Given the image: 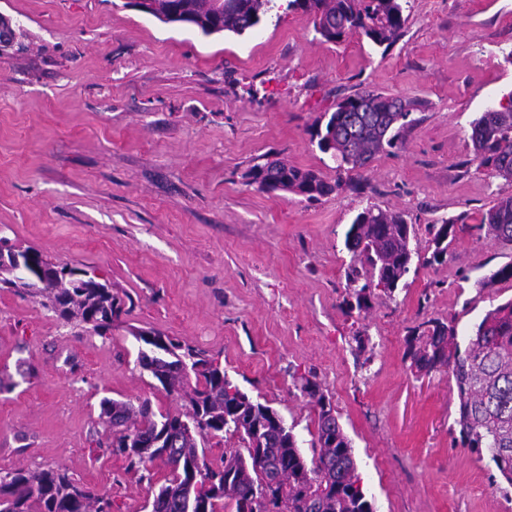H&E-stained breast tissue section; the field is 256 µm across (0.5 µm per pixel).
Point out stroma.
<instances>
[{
	"label": "stroma",
	"mask_w": 512,
	"mask_h": 512,
	"mask_svg": "<svg viewBox=\"0 0 512 512\" xmlns=\"http://www.w3.org/2000/svg\"><path fill=\"white\" fill-rule=\"evenodd\" d=\"M24 51L0 54V238L95 272L132 298L106 336L76 333L38 299L0 289V469L54 468L146 512L153 488L126 473L98 423L109 397L176 410L136 362L135 331L205 352L293 425L311 455L315 379L351 442L374 512H512V485L465 446L455 381L406 358L410 327L454 321L467 344L512 280L478 213L512 184L473 159L470 123L512 91V0H405L384 49L323 41L280 10L248 33L166 25L133 0H0ZM361 91L413 104L401 148L362 191L317 199L249 184L280 159L335 181L310 132ZM401 214L414 258L393 296L349 309L345 235L368 206ZM456 219L442 263L427 227Z\"/></svg>",
	"instance_id": "1"
}]
</instances>
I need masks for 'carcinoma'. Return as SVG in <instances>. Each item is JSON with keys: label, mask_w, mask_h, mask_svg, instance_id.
Segmentation results:
<instances>
[{"label": "carcinoma", "mask_w": 512, "mask_h": 512, "mask_svg": "<svg viewBox=\"0 0 512 512\" xmlns=\"http://www.w3.org/2000/svg\"><path fill=\"white\" fill-rule=\"evenodd\" d=\"M275 0H149L144 12L164 24L190 25L209 36L241 35L261 22ZM287 9L311 16L327 42L357 33L377 46H392L404 24L402 0H288ZM17 29L0 16V50L15 42ZM410 103L399 97L357 93L325 113L312 132L319 151L335 163L336 181L315 170L282 161L256 164L249 183L278 180L282 190L310 199L327 196L346 183L344 176L365 168L376 155L402 145L396 124L408 118ZM469 138L478 167L512 182V106H490L470 123ZM428 225L434 250L427 263L446 255V239L457 221ZM478 227L512 245V194L501 193L480 213ZM412 227L402 215L374 206L359 212L345 245L352 264L347 288L358 310L368 308L373 286L392 294L411 264ZM41 298V305L66 323L101 335L122 310L112 289L86 270L53 265L45 283L28 289L20 271L0 265V288ZM141 336L137 364L168 394L187 403L186 411L155 412L150 400L134 405L103 398L99 424L112 430V451L128 473H167L148 503L150 512H372L357 472L351 442L320 385L304 378L301 392L317 410L313 455L306 458L293 427L272 407L252 400L232 385L214 360L159 330ZM406 357L420 372L442 368L456 382L460 433L464 444L486 452L512 484V302L488 311L462 349L454 322L430 319L410 330ZM238 438L243 449L226 448L210 459L206 444ZM111 500L60 469L0 471V512H110Z\"/></svg>", "instance_id": "1"}]
</instances>
